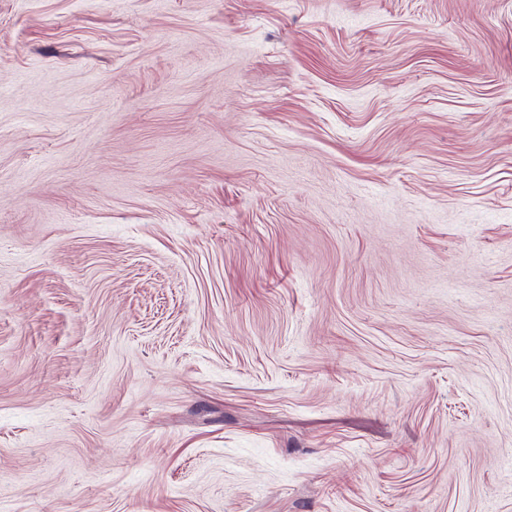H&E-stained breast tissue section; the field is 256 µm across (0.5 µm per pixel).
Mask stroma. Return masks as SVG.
Wrapping results in <instances>:
<instances>
[{"mask_svg": "<svg viewBox=\"0 0 512 512\" xmlns=\"http://www.w3.org/2000/svg\"><path fill=\"white\" fill-rule=\"evenodd\" d=\"M0 512H512V0H0Z\"/></svg>", "mask_w": 512, "mask_h": 512, "instance_id": "35a3bbf8", "label": "stroma"}]
</instances>
